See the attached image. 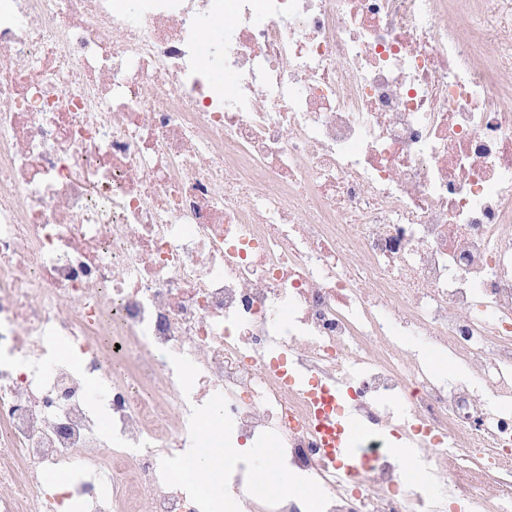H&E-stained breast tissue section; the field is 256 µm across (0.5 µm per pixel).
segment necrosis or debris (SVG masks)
I'll list each match as a JSON object with an SVG mask.
<instances>
[{
	"mask_svg": "<svg viewBox=\"0 0 512 512\" xmlns=\"http://www.w3.org/2000/svg\"><path fill=\"white\" fill-rule=\"evenodd\" d=\"M211 442L512 512V0H0V512H213ZM364 429L355 416L344 417L337 426V436L332 447L336 448V460L341 462L348 473L355 471L361 460V441ZM224 460V448L201 449L189 463L183 476L200 483L205 491L213 492L223 481Z\"/></svg>",
	"mask_w": 512,
	"mask_h": 512,
	"instance_id": "1",
	"label": "necrosis or debris"
}]
</instances>
